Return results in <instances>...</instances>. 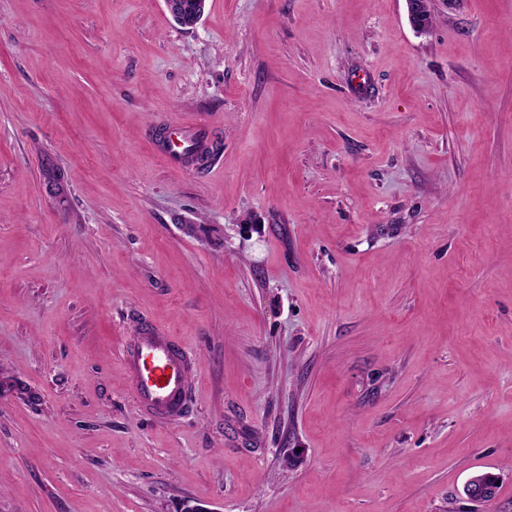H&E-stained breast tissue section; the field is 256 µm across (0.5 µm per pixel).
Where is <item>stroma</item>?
<instances>
[{"label": "stroma", "mask_w": 512, "mask_h": 512, "mask_svg": "<svg viewBox=\"0 0 512 512\" xmlns=\"http://www.w3.org/2000/svg\"><path fill=\"white\" fill-rule=\"evenodd\" d=\"M431 13L0 0V512H512V0ZM200 124L193 128L192 130L183 131L177 138V143L174 144L173 148H167L161 145L163 150V155L166 160L172 165L175 166L178 163H187L188 155L193 151L197 143L200 147L205 146L204 141L196 134V131L200 128ZM122 362L145 413L173 420L185 411L193 368L174 336L146 326L123 346ZM463 491L473 501L487 502L492 499L491 489L487 487L483 471L473 473L466 481Z\"/></svg>", "instance_id": "obj_1"}]
</instances>
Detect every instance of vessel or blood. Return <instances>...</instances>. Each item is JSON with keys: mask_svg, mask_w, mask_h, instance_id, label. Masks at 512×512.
Wrapping results in <instances>:
<instances>
[{"mask_svg": "<svg viewBox=\"0 0 512 512\" xmlns=\"http://www.w3.org/2000/svg\"><path fill=\"white\" fill-rule=\"evenodd\" d=\"M200 141L195 131H183L163 155L173 165L186 162ZM122 362L145 413L172 420L185 411L192 364L173 336L152 326L142 328L124 345Z\"/></svg>", "mask_w": 512, "mask_h": 512, "instance_id": "vessel-or-blood-1", "label": "vessel or blood"}]
</instances>
